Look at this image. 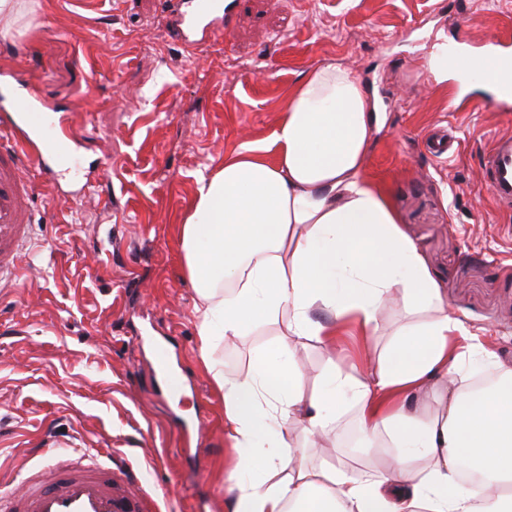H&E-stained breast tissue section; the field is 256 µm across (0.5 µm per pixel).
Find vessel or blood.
I'll list each match as a JSON object with an SVG mask.
<instances>
[{"mask_svg": "<svg viewBox=\"0 0 512 512\" xmlns=\"http://www.w3.org/2000/svg\"><path fill=\"white\" fill-rule=\"evenodd\" d=\"M167 0L165 10L176 39L189 50L202 43L231 44L233 18L224 0ZM21 68L0 72V81L17 83L21 106L0 110V287L15 281L17 264L33 222L35 186L27 173H54L58 162L72 159L77 148L73 121L45 101L29 95ZM487 188L497 203L512 207V136L493 139L484 157ZM0 512H142L136 499L117 483L108 465L75 457L54 459L24 481L20 492L0 499Z\"/></svg>", "mask_w": 512, "mask_h": 512, "instance_id": "1", "label": "vessel or blood"}]
</instances>
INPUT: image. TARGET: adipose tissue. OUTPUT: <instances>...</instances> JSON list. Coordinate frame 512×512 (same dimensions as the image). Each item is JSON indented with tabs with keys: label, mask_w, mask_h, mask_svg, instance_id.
I'll return each mask as SVG.
<instances>
[{
	"label": "adipose tissue",
	"mask_w": 512,
	"mask_h": 512,
	"mask_svg": "<svg viewBox=\"0 0 512 512\" xmlns=\"http://www.w3.org/2000/svg\"><path fill=\"white\" fill-rule=\"evenodd\" d=\"M378 103L353 71L308 70L271 139L244 143L198 182L179 228L197 295L198 351L224 393L237 451L226 512H512V367L448 347L467 328L448 313L387 193L363 175ZM408 321L388 325L393 295ZM329 318L314 319L315 310ZM286 319L287 339L243 377L211 361L258 321ZM388 335L364 372L332 365L308 390L302 339L335 345L346 321ZM356 423L363 447L392 455L370 473L325 465L320 442ZM284 479L270 481V474Z\"/></svg>",
	"instance_id": "obj_1"
}]
</instances>
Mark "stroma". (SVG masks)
Segmentation results:
<instances>
[{
  "instance_id": "1",
  "label": "stroma",
  "mask_w": 512,
  "mask_h": 512,
  "mask_svg": "<svg viewBox=\"0 0 512 512\" xmlns=\"http://www.w3.org/2000/svg\"><path fill=\"white\" fill-rule=\"evenodd\" d=\"M160 0H19L0 68L70 113L79 173L37 183L31 241L0 288V483L19 489L48 459L111 456L144 512H225L237 452L224 396L199 360L179 220L200 177L276 127L302 73L354 71L384 111L364 176L383 185L448 312L450 344L512 365V210L484 181L492 137L512 112H460L458 87L430 69L436 47L489 56L512 46V0H237L231 46L188 53ZM434 133L453 152L425 147ZM283 325L214 342L245 376Z\"/></svg>"
}]
</instances>
